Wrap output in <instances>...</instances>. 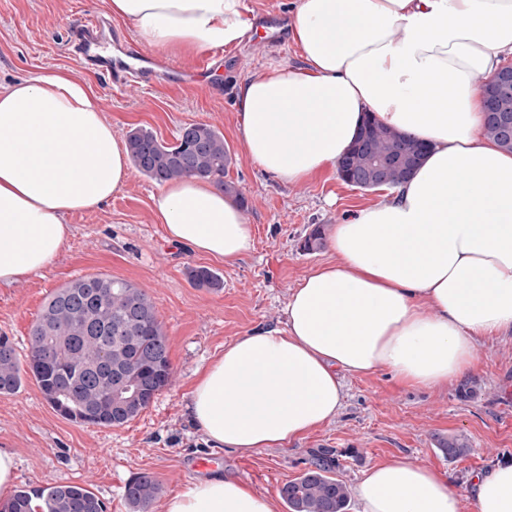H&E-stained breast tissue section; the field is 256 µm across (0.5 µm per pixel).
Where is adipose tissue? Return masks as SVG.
<instances>
[{"instance_id":"1","label":"adipose tissue","mask_w":512,"mask_h":512,"mask_svg":"<svg viewBox=\"0 0 512 512\" xmlns=\"http://www.w3.org/2000/svg\"><path fill=\"white\" fill-rule=\"evenodd\" d=\"M160 53L239 46L247 0H111ZM281 60L240 85L239 133L266 173L297 183L334 170L365 116L429 144L415 174L329 233L331 262L290 296L285 329L258 330L200 369L187 406L213 443L285 446L333 420L340 374L380 368L436 389L473 367L480 341L512 332V152L485 133L482 89L512 57V0H296ZM126 146L89 86L45 73L0 86V285L63 251L67 218L129 179ZM154 213L170 242L224 260L249 250L233 199L188 176ZM477 512H512V462L472 480ZM361 512H461L427 465L389 459L356 488ZM166 512H275L271 498L220 477Z\"/></svg>"}]
</instances>
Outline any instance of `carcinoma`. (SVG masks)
<instances>
[{
	"instance_id": "carcinoma-1",
	"label": "carcinoma",
	"mask_w": 512,
	"mask_h": 512,
	"mask_svg": "<svg viewBox=\"0 0 512 512\" xmlns=\"http://www.w3.org/2000/svg\"><path fill=\"white\" fill-rule=\"evenodd\" d=\"M486 132L512 151V138L503 136L498 115L488 116ZM126 150L135 169L158 184L196 176L240 207L248 206L243 191L225 180L233 157L224 135L212 125L188 124L172 143L135 127L127 132ZM426 153L421 141L369 117L337 170L344 181L365 182L366 190L373 189L369 177L395 186L413 175L405 169L406 159L420 164ZM324 241L323 226L315 224L301 249L316 251ZM186 275L198 288L224 287L223 279L205 267L188 266ZM27 374L62 417L104 427H120L136 418L173 380L167 335L152 300L136 285L105 274L77 277L49 297L30 331ZM22 385L14 343L0 335V394H12ZM440 448L451 458L470 451L462 438L442 441ZM339 469V459L329 452H312L310 467L279 488L288 512H349L351 489L335 475ZM159 493L155 476L141 472L126 483L124 498L131 512H151ZM0 512H104V504L90 488L69 483L22 487L0 504Z\"/></svg>"
}]
</instances>
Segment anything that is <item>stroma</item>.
I'll return each mask as SVG.
<instances>
[{"mask_svg": "<svg viewBox=\"0 0 512 512\" xmlns=\"http://www.w3.org/2000/svg\"><path fill=\"white\" fill-rule=\"evenodd\" d=\"M294 2L248 0L272 24L227 56L224 94L218 97L204 83L176 91L161 82L149 90L116 94L85 69L67 45L70 26L86 11L107 10L108 0H0L1 84L48 71L69 72L90 84L98 108L122 135L143 126L170 142L186 124L215 126L233 156L227 178L247 199L243 217L253 237L250 249L232 261L168 242L153 212L160 186L135 171L107 203L69 216L71 236L52 265L0 286V334L10 336L24 357L31 327L58 288L97 273L131 282L154 303L174 369L172 385L120 427L63 418L29 378L18 392L0 394V450L16 457L14 488L83 483L106 503L107 512H130L125 484L133 474L150 472L161 487L152 512H165L168 498L197 480L187 470L188 459L216 451L221 456L216 475L241 481L275 499L276 512H287L278 489L307 469L311 451L318 448L338 456V476L353 488L372 465L390 458L437 468L462 490L474 474L512 460V333L483 339L475 368L441 390L402 386L385 368L343 375L336 417L283 448H218L189 420L197 371L241 336L284 328L293 289L330 261L328 249L301 250L312 225L342 223L348 211L384 195L380 189L351 187L334 171L286 184L247 154L238 133V89L265 63L283 58L298 63L290 36L279 33ZM189 265L219 273L223 288L194 287L185 276ZM472 384L479 388L477 395L461 398L460 388ZM456 436L465 438L471 450L451 460L438 442Z\"/></svg>", "mask_w": 512, "mask_h": 512, "instance_id": "obj_1", "label": "stroma"}]
</instances>
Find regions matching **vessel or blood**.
Listing matches in <instances>:
<instances>
[{
  "mask_svg": "<svg viewBox=\"0 0 512 512\" xmlns=\"http://www.w3.org/2000/svg\"><path fill=\"white\" fill-rule=\"evenodd\" d=\"M125 39V34L113 30L102 16L88 13L73 23L69 45L84 66L103 78L116 92L132 87L149 89L161 79L173 86L194 85L206 74L224 68V52L220 49L207 52L192 70L160 61L143 46L129 48L115 55L105 52L107 42H122Z\"/></svg>",
  "mask_w": 512,
  "mask_h": 512,
  "instance_id": "obj_1",
  "label": "vessel or blood"
}]
</instances>
